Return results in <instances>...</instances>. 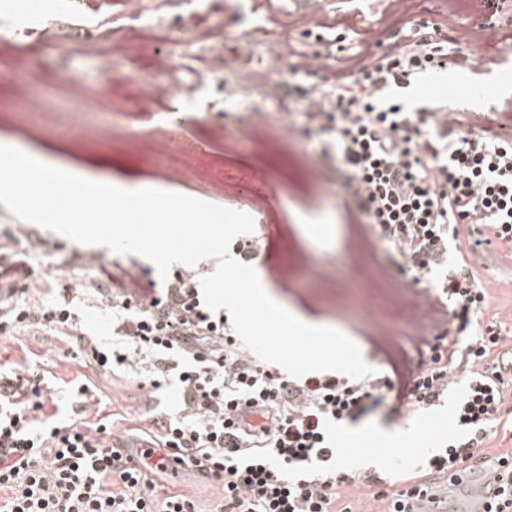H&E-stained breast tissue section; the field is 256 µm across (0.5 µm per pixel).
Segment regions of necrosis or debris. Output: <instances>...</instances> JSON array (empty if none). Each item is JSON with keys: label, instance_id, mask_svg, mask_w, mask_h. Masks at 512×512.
Returning a JSON list of instances; mask_svg holds the SVG:
<instances>
[{"label": "necrosis or debris", "instance_id": "4bbe7bcc", "mask_svg": "<svg viewBox=\"0 0 512 512\" xmlns=\"http://www.w3.org/2000/svg\"><path fill=\"white\" fill-rule=\"evenodd\" d=\"M230 0H185L187 21L180 28V41L193 47L199 44L224 46L223 16ZM119 9L129 19V30L103 28L102 15ZM0 46L14 54L18 66L40 70L46 78L65 73V89L81 93L85 75L72 64L76 47L82 43L100 45L96 60L98 79L114 93L138 95L142 83L152 85V106L175 102L178 91L168 80L172 62L159 50L170 41L169 30L157 18L152 0H72L52 21H44L38 0H31L26 11H15L11 0H0Z\"/></svg>", "mask_w": 512, "mask_h": 512}]
</instances>
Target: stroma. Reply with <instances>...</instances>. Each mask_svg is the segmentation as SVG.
I'll return each mask as SVG.
<instances>
[{
  "instance_id": "obj_1",
  "label": "stroma",
  "mask_w": 512,
  "mask_h": 512,
  "mask_svg": "<svg viewBox=\"0 0 512 512\" xmlns=\"http://www.w3.org/2000/svg\"><path fill=\"white\" fill-rule=\"evenodd\" d=\"M281 18L312 10L328 24L324 41L303 38L295 51L325 56L315 81L329 84L344 55L360 43L363 29L378 30L384 44L436 27L445 9H452L450 28L437 29L435 38L446 43L449 57L465 55L459 31L478 22H512V0H485L482 17L466 13L446 0H407L403 17H393L381 0H273ZM254 90L243 96L230 64L220 66L223 84L213 94L195 87L188 71L174 79L181 86L175 105L184 118L160 120L132 104L108 99V89L89 78L83 100L64 96L60 87L37 83L18 70L0 51V142L45 155L71 165L96 160V173L127 182H149L159 189L182 193L256 217L251 235L256 250L252 266L273 285L277 299L288 308L302 310L319 324L339 329L360 348L376 374L391 368L378 349L380 333L396 345L409 348L415 329L407 322L410 309L421 308L422 295H434L433 282L414 281L400 260L390 256L366 225L356 223L345 207L348 192L321 171L320 145L307 136L301 112L304 104L293 88L302 71L296 64L271 70L266 46L253 48ZM291 90L283 104L266 105V120L258 126L244 122L247 99H260L266 84ZM42 97L53 114L50 122L31 118L16 107L22 95ZM403 95L411 108L435 110L440 104L472 117L474 132L512 124V48L481 58L471 68L451 67L425 74ZM162 131L167 149L187 143H211L214 160L226 168L223 183L186 182L162 177L154 158L130 151L129 139ZM251 172L258 186L246 184L241 174ZM30 263L38 290L32 299L49 304L56 274L81 288L94 287V274L77 257L85 250L63 235L34 225ZM483 226L472 225L463 236L469 261L489 290L486 307L475 315L477 328H485L498 308L512 303V291L500 288V279L512 276V254L487 243ZM0 364L6 369L40 379L62 410L73 400L70 388H88L89 420H104L126 429L131 440L142 441L151 426L148 405L152 387L146 375H113L89 361L67 337L41 328H17L0 333ZM458 380L448 400L428 411H413L407 399L388 397L375 412L337 431L339 458L351 475L388 474L392 461L418 465L425 443L438 427L449 424L451 408L465 390Z\"/></svg>"
}]
</instances>
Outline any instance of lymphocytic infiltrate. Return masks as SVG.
<instances>
[{"label":"lymphocytic infiltrate","instance_id":"f902f5d3","mask_svg":"<svg viewBox=\"0 0 512 512\" xmlns=\"http://www.w3.org/2000/svg\"><path fill=\"white\" fill-rule=\"evenodd\" d=\"M379 45L369 36L332 84L305 90L304 127L332 140L324 169L349 191L347 208L414 275L442 272L441 293L460 309L451 322L424 297V324L411 340L416 352L430 354L421 373L407 376L406 353L383 336L392 376H284L240 343L229 316L205 307L198 270H179L158 293L137 264L116 265L108 251L92 252L82 261L99 283L100 306L116 319L120 345L107 349L82 335L75 342L103 368L136 357L150 362L156 378L177 376L182 403L162 416L153 445L178 455L127 467L120 437L106 424L63 420L53 393L20 374L0 375V512H341L355 480L336 459L332 426L360 420L394 392L416 408L434 406L459 375L469 384L453 406L452 429L424 456L436 473L473 459L502 420L512 378L489 362L502 341L497 327H472L486 289L470 262L449 259L448 251L465 224L484 225L512 247V126L467 138L464 120L447 106L408 111L391 88L447 68L448 49L425 38L384 52ZM31 277L19 250L1 243L0 329L25 321L72 328L73 289H59L48 311L19 306ZM173 461L215 480L208 506L176 487L156 494L157 477Z\"/></svg>","mask_w":512,"mask_h":512}]
</instances>
